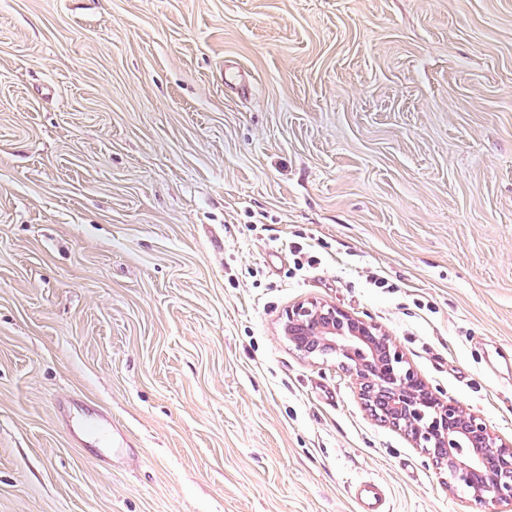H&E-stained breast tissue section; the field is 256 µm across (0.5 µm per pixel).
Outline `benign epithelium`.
I'll return each mask as SVG.
<instances>
[{
  "instance_id": "7a95c632",
  "label": "benign epithelium",
  "mask_w": 512,
  "mask_h": 512,
  "mask_svg": "<svg viewBox=\"0 0 512 512\" xmlns=\"http://www.w3.org/2000/svg\"><path fill=\"white\" fill-rule=\"evenodd\" d=\"M283 332L299 351L349 372L371 416L431 456L448 476V491L469 488L471 512L512 507V441L475 413L441 399L387 332L317 302L289 312Z\"/></svg>"
}]
</instances>
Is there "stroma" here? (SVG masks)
Masks as SVG:
<instances>
[{
  "label": "stroma",
  "mask_w": 512,
  "mask_h": 512,
  "mask_svg": "<svg viewBox=\"0 0 512 512\" xmlns=\"http://www.w3.org/2000/svg\"><path fill=\"white\" fill-rule=\"evenodd\" d=\"M312 301L512 441V0H0V512H468ZM349 488L359 512H389L386 491L378 481L361 479Z\"/></svg>",
  "instance_id": "1"
}]
</instances>
